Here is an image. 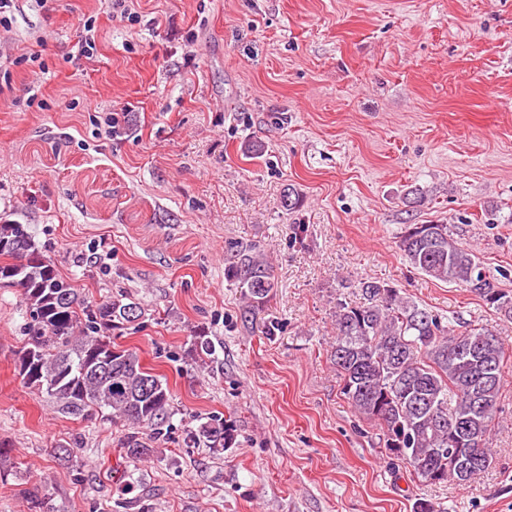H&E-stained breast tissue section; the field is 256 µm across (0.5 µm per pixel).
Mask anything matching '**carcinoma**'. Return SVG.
I'll return each mask as SVG.
<instances>
[{
	"mask_svg": "<svg viewBox=\"0 0 512 512\" xmlns=\"http://www.w3.org/2000/svg\"><path fill=\"white\" fill-rule=\"evenodd\" d=\"M399 247L412 267L469 288L512 319V294L496 287L480 258L451 238L448 225L408 224ZM224 277L241 289L251 314L276 288L272 264L254 245L235 251ZM0 285L19 289L30 317L15 364L24 384L64 414L97 413L126 428L120 455L128 463L153 456L152 443L172 417L170 389L142 366L137 350L112 341V330L141 318L140 304L88 303L27 225L10 220L0 222ZM359 288L362 303L336 308L330 354L355 413L376 423L388 454L424 482H448L444 459L454 450L448 431L458 422L474 427L478 455L492 459V423L507 363L497 336L476 325L456 333L385 283L364 281ZM187 438L220 452L231 447L234 434L226 421L209 417L188 429Z\"/></svg>",
	"mask_w": 512,
	"mask_h": 512,
	"instance_id": "obj_1",
	"label": "carcinoma"
}]
</instances>
